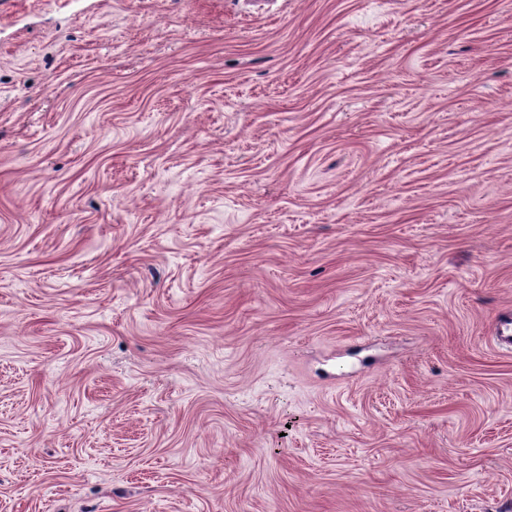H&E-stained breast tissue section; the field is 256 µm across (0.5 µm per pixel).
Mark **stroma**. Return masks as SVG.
Masks as SVG:
<instances>
[{
	"label": "stroma",
	"instance_id": "obj_1",
	"mask_svg": "<svg viewBox=\"0 0 512 512\" xmlns=\"http://www.w3.org/2000/svg\"><path fill=\"white\" fill-rule=\"evenodd\" d=\"M512 0H0V512H512Z\"/></svg>",
	"mask_w": 512,
	"mask_h": 512
}]
</instances>
